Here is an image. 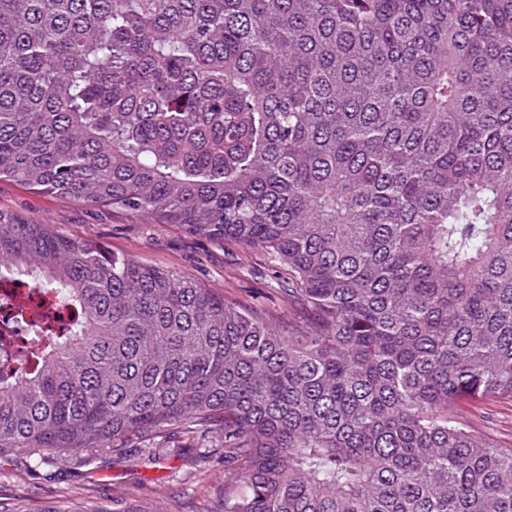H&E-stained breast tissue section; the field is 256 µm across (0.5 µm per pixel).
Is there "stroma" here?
<instances>
[{"label":"stroma","mask_w":512,"mask_h":512,"mask_svg":"<svg viewBox=\"0 0 512 512\" xmlns=\"http://www.w3.org/2000/svg\"><path fill=\"white\" fill-rule=\"evenodd\" d=\"M0 210L50 224L68 237L92 239L112 252L185 272L228 300L284 316L281 295L287 270L227 241L191 235L174 224H151L109 207H90L0 181ZM476 426L503 445L512 444V401L492 400ZM217 433L171 429L145 448L109 450L63 461L28 462L0 456V506L18 512H110L113 498L158 502L165 512H200L224 481Z\"/></svg>","instance_id":"obj_1"}]
</instances>
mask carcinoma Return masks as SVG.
I'll list each match as a JSON object with an SVG mask.
<instances>
[{"instance_id":"obj_1","label":"carcinoma","mask_w":512,"mask_h":512,"mask_svg":"<svg viewBox=\"0 0 512 512\" xmlns=\"http://www.w3.org/2000/svg\"><path fill=\"white\" fill-rule=\"evenodd\" d=\"M288 271V332L0 211L71 308L0 335V454L218 430L204 512H512V0H0V180ZM472 423L483 432L491 435L499 443L510 446L512 443V401L491 400L477 413Z\"/></svg>"}]
</instances>
